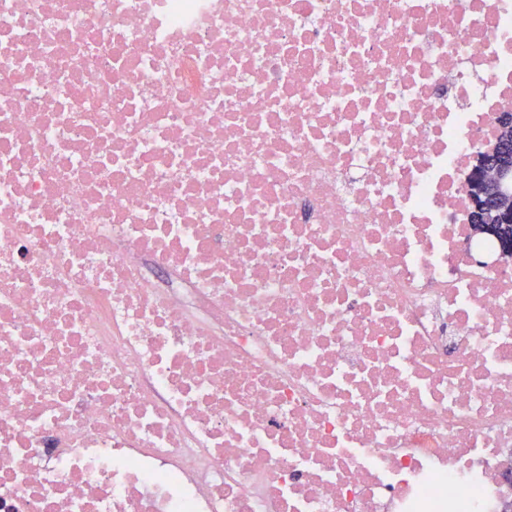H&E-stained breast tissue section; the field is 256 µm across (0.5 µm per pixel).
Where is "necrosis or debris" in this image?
Segmentation results:
<instances>
[{"label": "necrosis or debris", "mask_w": 512, "mask_h": 512, "mask_svg": "<svg viewBox=\"0 0 512 512\" xmlns=\"http://www.w3.org/2000/svg\"><path fill=\"white\" fill-rule=\"evenodd\" d=\"M507 110L512 0H0V512H512ZM468 192L474 214H479L485 201L499 199L510 217L512 206V168L477 160L468 178ZM473 212L471 213V224ZM503 213L501 210L498 209V207L490 203L486 209H484L481 214L479 215L480 220L482 221V224H475L473 233L475 235H496V228L492 224H510V227L508 228V232H504L502 234L499 233V237L503 241H508L509 238H511V246H512V220H505L503 217Z\"/></svg>", "instance_id": "4bbe7bcc"}]
</instances>
